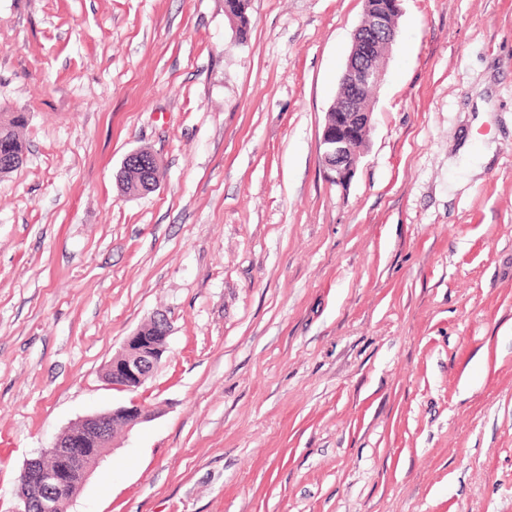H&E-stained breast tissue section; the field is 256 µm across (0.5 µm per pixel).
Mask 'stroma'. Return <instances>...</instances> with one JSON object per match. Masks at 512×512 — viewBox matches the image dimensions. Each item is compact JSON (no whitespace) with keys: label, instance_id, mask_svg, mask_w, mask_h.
<instances>
[{"label":"stroma","instance_id":"35a3bbf8","mask_svg":"<svg viewBox=\"0 0 512 512\" xmlns=\"http://www.w3.org/2000/svg\"><path fill=\"white\" fill-rule=\"evenodd\" d=\"M365 5L251 0L242 40L224 0H0V112L27 118L0 178V512L134 399L155 418L68 512H512V0H403L342 187L319 140ZM140 149L164 180L133 197ZM158 312L166 359L112 387ZM152 173L143 169L136 163L129 164L122 170L119 177H116L117 183L122 192L128 195H148L155 192L148 185L153 183ZM153 325H145L129 336L119 352L108 363L104 378L113 386L128 391L139 389L161 366L168 352L170 322L163 313H156ZM152 329V332H148Z\"/></svg>","mask_w":512,"mask_h":512}]
</instances>
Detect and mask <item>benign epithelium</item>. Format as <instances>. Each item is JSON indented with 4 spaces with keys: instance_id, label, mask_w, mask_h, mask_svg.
<instances>
[{
    "instance_id": "benign-epithelium-1",
    "label": "benign epithelium",
    "mask_w": 512,
    "mask_h": 512,
    "mask_svg": "<svg viewBox=\"0 0 512 512\" xmlns=\"http://www.w3.org/2000/svg\"><path fill=\"white\" fill-rule=\"evenodd\" d=\"M402 0H386L379 10L365 14L354 34L352 52L342 80L353 98L377 88L384 69L381 46H391L397 37L396 21ZM373 96L367 106L356 109L352 98L336 102V127L323 128L320 138L322 161L336 184L347 185L357 170L361 152L371 130ZM153 325L141 326L108 363L104 378L114 387L135 391L161 366L168 352L170 322L163 313L152 316ZM155 413L142 402L95 414L71 425L39 456L27 460L20 475L17 512H60L70 503L74 488L86 481L93 466L116 447L117 428L128 431L149 421ZM52 457L49 465L45 459Z\"/></svg>"
}]
</instances>
